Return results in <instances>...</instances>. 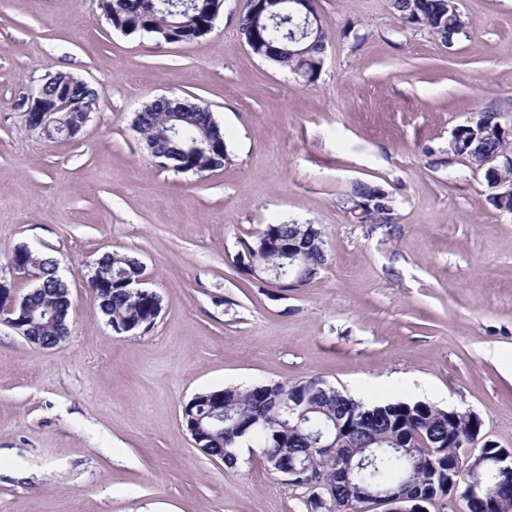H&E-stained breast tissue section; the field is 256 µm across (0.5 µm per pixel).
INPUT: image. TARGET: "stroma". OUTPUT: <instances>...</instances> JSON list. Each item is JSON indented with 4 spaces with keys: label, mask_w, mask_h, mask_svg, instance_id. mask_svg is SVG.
<instances>
[{
    "label": "stroma",
    "mask_w": 512,
    "mask_h": 512,
    "mask_svg": "<svg viewBox=\"0 0 512 512\" xmlns=\"http://www.w3.org/2000/svg\"><path fill=\"white\" fill-rule=\"evenodd\" d=\"M446 45L391 0H314L327 34L310 81L251 53L245 0L168 44L125 34L101 0H0V268L52 257L71 333L52 350L0 322V512H314L260 460L225 468L182 409L228 385L318 378L369 403L477 413L512 448V213L449 152L497 113L512 141V0H457ZM71 66L99 96L76 138L25 122L45 75ZM177 94L223 127V169L152 166L136 109ZM393 198L394 230L354 222L355 184ZM312 224L326 261L290 288L239 270L268 224ZM137 257L162 298L153 327L113 333L89 287L107 252Z\"/></svg>",
    "instance_id": "stroma-1"
}]
</instances>
